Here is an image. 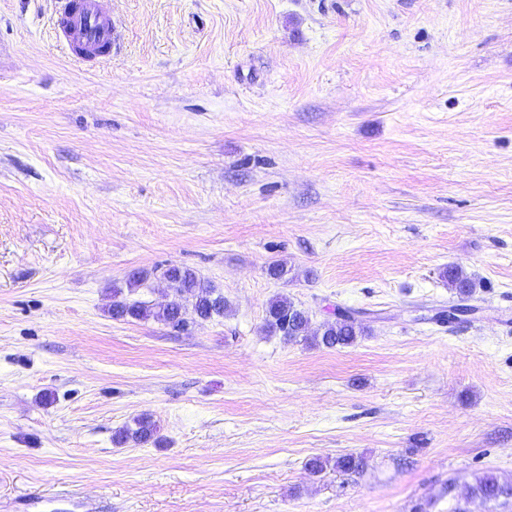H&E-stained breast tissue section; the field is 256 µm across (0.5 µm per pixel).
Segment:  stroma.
I'll return each instance as SVG.
<instances>
[{
	"mask_svg": "<svg viewBox=\"0 0 512 512\" xmlns=\"http://www.w3.org/2000/svg\"><path fill=\"white\" fill-rule=\"evenodd\" d=\"M104 5L87 62L57 0H0V512H448L512 479V0ZM168 265L229 314L108 315ZM453 266L475 312L443 324ZM277 295L368 334L266 335ZM139 416L162 444L114 445Z\"/></svg>",
	"mask_w": 512,
	"mask_h": 512,
	"instance_id": "obj_1",
	"label": "stroma"
}]
</instances>
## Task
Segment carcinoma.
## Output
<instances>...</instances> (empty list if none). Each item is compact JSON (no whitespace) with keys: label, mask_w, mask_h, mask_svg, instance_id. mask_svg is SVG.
<instances>
[{"label":"carcinoma","mask_w":512,"mask_h":512,"mask_svg":"<svg viewBox=\"0 0 512 512\" xmlns=\"http://www.w3.org/2000/svg\"><path fill=\"white\" fill-rule=\"evenodd\" d=\"M159 278L167 282L171 300L156 306L145 301H129L123 297V288L141 287L145 278L132 276L125 281V287H112V303L108 313L114 320H149L184 329L189 321H208L224 316L228 303L224 294L211 283L205 281L191 268L171 265L164 268ZM448 286L456 294L467 299L471 296L475 284L456 267L445 273ZM310 322L307 312L287 298L276 297L268 302L265 310V331L271 335H281L288 342H305L324 348H343L354 344L357 338L366 332L353 313L339 314L335 322L323 324L322 330L315 336L307 335ZM113 441L118 444L132 442L136 445L158 443L157 425L147 417L133 419V424L116 431ZM365 461L361 456L345 455L336 460V469L347 474L363 472ZM469 497L492 504L496 508L512 507V480L499 479L491 472H485L475 478L470 486Z\"/></svg>","instance_id":"1"}]
</instances>
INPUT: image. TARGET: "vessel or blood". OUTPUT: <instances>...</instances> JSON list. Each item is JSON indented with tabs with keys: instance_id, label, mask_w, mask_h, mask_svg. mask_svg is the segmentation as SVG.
Listing matches in <instances>:
<instances>
[{
	"instance_id": "1",
	"label": "vessel or blood",
	"mask_w": 512,
	"mask_h": 512,
	"mask_svg": "<svg viewBox=\"0 0 512 512\" xmlns=\"http://www.w3.org/2000/svg\"><path fill=\"white\" fill-rule=\"evenodd\" d=\"M61 13L65 23L59 28V37L67 47L118 45L119 29L102 11L99 0H63Z\"/></svg>"
}]
</instances>
